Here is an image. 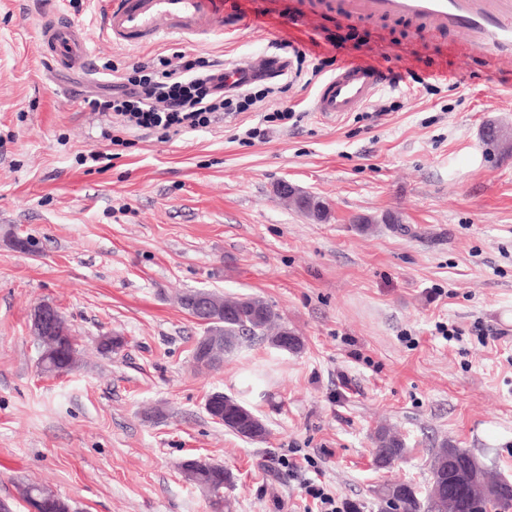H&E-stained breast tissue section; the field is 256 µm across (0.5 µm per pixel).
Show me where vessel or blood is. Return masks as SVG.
<instances>
[{
  "label": "vessel or blood",
  "mask_w": 512,
  "mask_h": 512,
  "mask_svg": "<svg viewBox=\"0 0 512 512\" xmlns=\"http://www.w3.org/2000/svg\"><path fill=\"white\" fill-rule=\"evenodd\" d=\"M291 24L318 37L319 16L350 22L407 20L425 31L463 32L471 57L512 64V0H294ZM244 19L232 0H108L102 31L113 44L136 47L166 36L221 37ZM43 48L63 67L84 68L90 54L86 33L65 19L47 21ZM386 80L385 69L347 62L319 88L314 109L336 116L362 108Z\"/></svg>",
  "instance_id": "b4317fda"
}]
</instances>
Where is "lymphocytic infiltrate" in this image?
<instances>
[{
	"label": "lymphocytic infiltrate",
	"mask_w": 512,
	"mask_h": 512,
	"mask_svg": "<svg viewBox=\"0 0 512 512\" xmlns=\"http://www.w3.org/2000/svg\"><path fill=\"white\" fill-rule=\"evenodd\" d=\"M268 94L265 88L229 93L222 63L186 55L176 67L164 57L136 65L113 81L109 92L84 103L92 111L116 114L126 127L169 139L210 126L224 113L249 111Z\"/></svg>",
	"instance_id": "f902f5d3"
}]
</instances>
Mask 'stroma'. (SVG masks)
Masks as SVG:
<instances>
[{
  "mask_svg": "<svg viewBox=\"0 0 512 512\" xmlns=\"http://www.w3.org/2000/svg\"><path fill=\"white\" fill-rule=\"evenodd\" d=\"M105 8L0 0V501L28 512L18 487L37 483L74 512H213L182 473L195 458L232 472L229 512H314L302 486L313 476L341 506L379 512L374 487L426 488L446 440L512 479V144L481 138L489 121L512 133V77L451 58L459 35L374 22H328L314 43L279 16L227 39L126 48L102 34ZM56 12L89 35L87 68L43 51ZM283 39L306 58L273 79L268 101L295 117L250 144L240 129L264 109L166 141L83 103L106 84V60L122 74L184 53L258 64L284 58ZM324 57L379 64L394 81L358 111L321 117L312 68ZM92 150L111 162L83 164ZM283 181L323 200L326 219L277 197ZM362 215L373 220L364 231ZM202 288L261 297L303 350L264 340L222 369L197 367L204 327L178 298ZM40 303L75 338L70 374L37 370ZM105 335L123 348L100 352ZM215 392L243 397L265 439L215 423L205 410ZM382 427L407 453L379 471ZM296 449L314 468H270Z\"/></svg>",
  "mask_w": 512,
  "mask_h": 512,
  "instance_id": "1",
  "label": "stroma"
}]
</instances>
